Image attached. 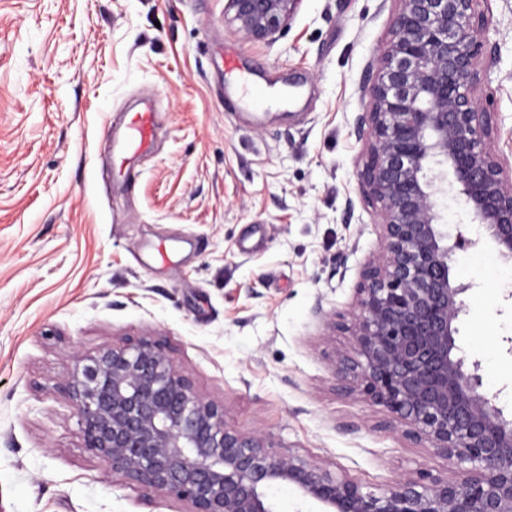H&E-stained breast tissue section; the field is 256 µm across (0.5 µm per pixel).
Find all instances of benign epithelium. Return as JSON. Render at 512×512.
Returning <instances> with one entry per match:
<instances>
[{"label": "benign epithelium", "mask_w": 512, "mask_h": 512, "mask_svg": "<svg viewBox=\"0 0 512 512\" xmlns=\"http://www.w3.org/2000/svg\"><path fill=\"white\" fill-rule=\"evenodd\" d=\"M227 2L239 32L265 41L301 0ZM397 2L356 127L366 139L359 176L377 205L380 248L357 288L352 353L337 355L333 367L468 479L421 472L369 490L277 451L268 436L227 422L224 405L197 392L148 337L75 353L60 384L82 447L111 475L188 512H275L268 489L278 484L294 486L321 512H512V414L457 340L472 285L453 278L452 264L483 238L451 233L437 203L449 186L512 263V163L496 148L495 113L477 96L485 22L479 0Z\"/></svg>", "instance_id": "benign-epithelium-1"}]
</instances>
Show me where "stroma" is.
<instances>
[{"instance_id":"1","label":"stroma","mask_w":512,"mask_h":512,"mask_svg":"<svg viewBox=\"0 0 512 512\" xmlns=\"http://www.w3.org/2000/svg\"><path fill=\"white\" fill-rule=\"evenodd\" d=\"M396 8L301 0L251 42L227 0H0V512H185L111 478L59 389L74 351L142 337L281 450L372 490L447 474L336 376L351 338L325 326L379 251L355 127ZM478 10V97L508 157L512 0ZM146 99L156 145L125 174L107 134ZM453 274L474 285L458 342L511 411L512 265L488 243Z\"/></svg>"}]
</instances>
